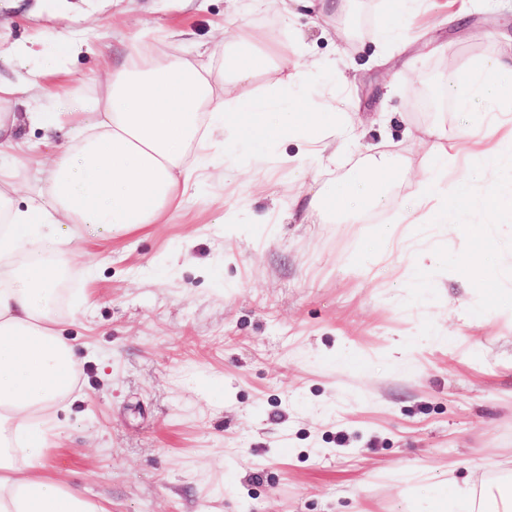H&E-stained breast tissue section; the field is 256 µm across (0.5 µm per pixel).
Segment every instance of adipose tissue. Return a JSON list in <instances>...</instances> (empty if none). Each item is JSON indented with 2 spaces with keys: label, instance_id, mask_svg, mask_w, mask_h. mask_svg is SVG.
Listing matches in <instances>:
<instances>
[{
  "label": "adipose tissue",
  "instance_id": "obj_1",
  "mask_svg": "<svg viewBox=\"0 0 512 512\" xmlns=\"http://www.w3.org/2000/svg\"><path fill=\"white\" fill-rule=\"evenodd\" d=\"M219 52L190 60L178 55L150 56L133 40L126 58L113 66L99 97L74 112L14 110L23 84L52 81L61 67L28 65L29 49L15 52L24 67L22 82L0 80V512H106L79 489L44 476L50 452L51 413L79 399L77 366L57 313L58 284L71 255L72 228L89 226L108 237L132 233L147 224L166 223L198 180L206 177L201 159L221 144L263 162L271 145L290 143L294 154L281 157L289 169L320 160L352 142V128L335 100L321 111L303 107L314 84L315 68L291 69L287 44L257 45L255 35L238 26L234 12L224 15ZM224 65L214 71L212 59ZM265 79V94L253 82ZM449 82L457 111L467 113L475 99L499 108L512 105V58L453 72ZM47 130L70 127L75 138L62 144L45 179V200L19 204L16 193L27 158L14 156L19 121ZM431 163L423 173L425 217L453 224L476 207L493 215L512 207L502 186L512 169L502 155L512 148V125H464L458 143L437 129L427 131ZM482 158L484 190L473 196L472 173L454 186L443 183L452 146ZM396 166L379 158L347 181L328 183L309 202L322 221H360L383 206Z\"/></svg>",
  "mask_w": 512,
  "mask_h": 512
}]
</instances>
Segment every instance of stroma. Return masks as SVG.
Wrapping results in <instances>:
<instances>
[{"instance_id":"stroma-1","label":"stroma","mask_w":512,"mask_h":512,"mask_svg":"<svg viewBox=\"0 0 512 512\" xmlns=\"http://www.w3.org/2000/svg\"><path fill=\"white\" fill-rule=\"evenodd\" d=\"M238 16L264 41L301 45L360 142L299 182L278 164L215 155L212 176L167 223L112 239L75 230L60 320L74 341L82 397L59 414L47 473L108 512H426L438 485L484 484L512 499V240L484 279L416 252L478 249L419 223L423 132L456 137L462 116L437 96L448 73L512 56V0H412L414 42L379 50L390 0H320L287 18L268 0ZM227 0H0V78L35 45L64 82L23 91L17 111L93 99L140 29L154 55L193 57L223 34ZM88 52L62 55L64 37ZM42 57V58H43ZM31 164L19 201L45 187L55 153L23 127ZM394 153L393 200L356 224L308 207L349 177L370 147ZM274 211L279 224H224ZM401 221L392 248L383 225Z\"/></svg>"}]
</instances>
